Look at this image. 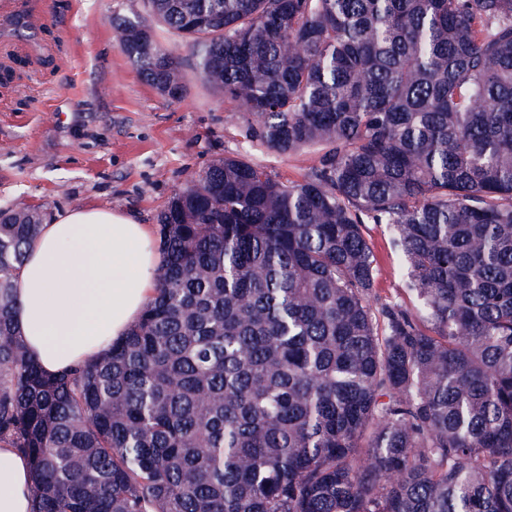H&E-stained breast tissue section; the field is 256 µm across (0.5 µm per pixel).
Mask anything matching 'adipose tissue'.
I'll use <instances>...</instances> for the list:
<instances>
[{
    "mask_svg": "<svg viewBox=\"0 0 512 512\" xmlns=\"http://www.w3.org/2000/svg\"><path fill=\"white\" fill-rule=\"evenodd\" d=\"M160 255L149 225L109 207L59 211L42 224L19 273L15 324L56 375L107 354L139 320ZM26 457L0 445V512H32Z\"/></svg>",
    "mask_w": 512,
    "mask_h": 512,
    "instance_id": "ef3b65f1",
    "label": "adipose tissue"
}]
</instances>
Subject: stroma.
<instances>
[{
  "instance_id": "stroma-1",
  "label": "stroma",
  "mask_w": 512,
  "mask_h": 512,
  "mask_svg": "<svg viewBox=\"0 0 512 512\" xmlns=\"http://www.w3.org/2000/svg\"><path fill=\"white\" fill-rule=\"evenodd\" d=\"M130 0H0V208L45 215L95 204L157 224L171 196L212 161L239 154L298 181L311 149L283 155L245 137L247 117L200 78L177 36L181 100L159 94L113 40ZM378 262L377 295L398 298L399 260L382 224L366 227Z\"/></svg>"
}]
</instances>
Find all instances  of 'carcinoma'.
I'll use <instances>...</instances> for the list:
<instances>
[{"label": "carcinoma", "instance_id": "carcinoma-1", "mask_svg": "<svg viewBox=\"0 0 512 512\" xmlns=\"http://www.w3.org/2000/svg\"><path fill=\"white\" fill-rule=\"evenodd\" d=\"M185 38L249 135L159 216L154 295L49 376L14 323L36 210L0 209V443L33 512H512V0H132L166 96ZM367 224L409 302L373 304Z\"/></svg>", "mask_w": 512, "mask_h": 512}]
</instances>
